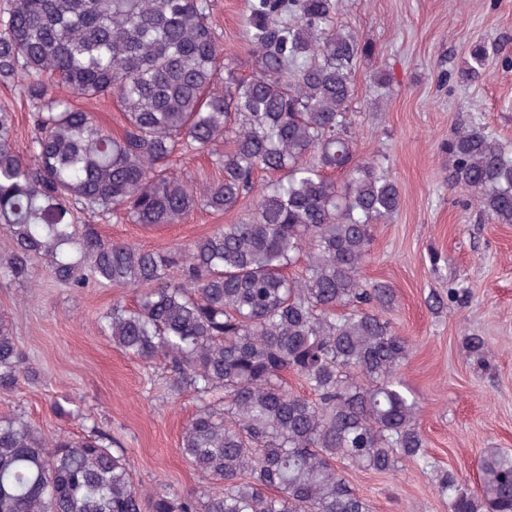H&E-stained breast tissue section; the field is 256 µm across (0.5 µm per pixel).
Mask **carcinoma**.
Here are the masks:
<instances>
[{
    "label": "carcinoma",
    "mask_w": 512,
    "mask_h": 512,
    "mask_svg": "<svg viewBox=\"0 0 512 512\" xmlns=\"http://www.w3.org/2000/svg\"><path fill=\"white\" fill-rule=\"evenodd\" d=\"M248 8L257 71L227 75L222 89L211 0H12L0 16V82L18 87L33 126L21 150L12 113L0 110V229L11 240L0 277L28 281L40 256L75 291L138 289L99 328L145 363L163 359L170 395L196 393L180 448L209 480L198 495L163 483L145 492L110 436L49 438L20 415L0 419V512H370L341 468L393 473L405 463L433 474L448 512H512V452L484 451L475 489L428 455L400 376L413 346L382 315L392 289L361 278L373 225L401 206L396 181L356 158L350 132L354 62L368 44L336 30L335 0ZM490 55L471 44L459 80L482 81ZM60 87L117 100L123 134ZM446 150L449 187L512 224V144L465 127ZM201 151L216 154L218 181L199 188L169 172ZM257 172L278 178L253 215L184 247L144 250L78 224L227 213ZM300 258L304 273L290 275ZM288 371L309 396L288 390ZM30 375L0 323V391Z\"/></svg>",
    "instance_id": "carcinoma-1"
}]
</instances>
